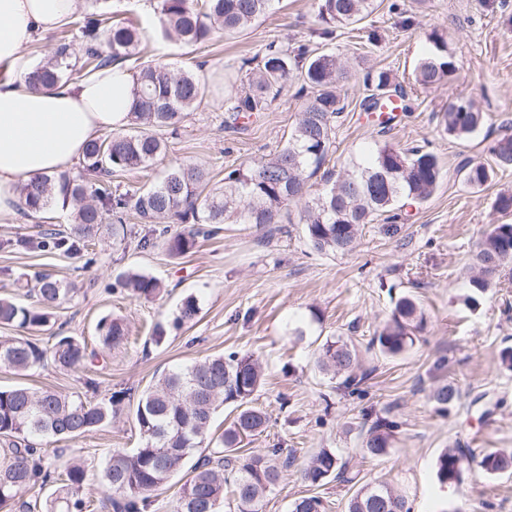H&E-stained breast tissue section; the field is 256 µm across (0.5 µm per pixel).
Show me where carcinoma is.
<instances>
[{
  "instance_id": "1",
  "label": "carcinoma",
  "mask_w": 512,
  "mask_h": 512,
  "mask_svg": "<svg viewBox=\"0 0 512 512\" xmlns=\"http://www.w3.org/2000/svg\"><path fill=\"white\" fill-rule=\"evenodd\" d=\"M110 0H91L92 12L72 23L73 37L83 44V66L95 71L134 55L140 33L132 24L113 19ZM161 34L184 44H200L220 31L244 28L265 15L271 0H155ZM376 8L375 0H317V18L330 35L336 26L357 23ZM42 65L28 72L25 81L34 87L49 86L67 77L73 64L65 61L68 36ZM433 50L416 66V82L427 88L450 79L455 72L453 54L438 36ZM298 73L310 95L296 126L283 146L257 164L234 168L224 176V186L206 191L205 170L195 164L175 162L161 181L134 192L112 189L116 172L146 170L166 153L163 137L150 129H175L185 114L204 98L205 88L191 73H176L161 63L148 64L135 72L128 134L100 136L87 145L80 172L62 175L58 182L33 178L21 189L25 215L46 209L55 194L73 205L70 230L45 228L35 237L16 241L24 249L90 257L91 246L105 221L112 236L128 239L127 219L135 214L152 228L140 237L142 249L162 246L171 256L193 252L201 235L218 229L206 225L277 224L283 207L308 197L302 223L307 241L318 253H346L354 248L360 226L379 217L401 218L407 207L427 202L437 190L443 170L437 156L421 147L400 149L384 142L369 151L368 159L338 176H328L325 187L308 196V180L324 164L331 147L336 119L345 111L337 86L349 73L333 53L318 54L306 45L292 52L273 45L248 74L249 88L224 98V126L269 109L284 82ZM376 92L360 107L371 112H410L412 99L394 83L387 71L374 79ZM448 135L467 138L484 124V114L463 98L448 101L441 113ZM487 146L494 165L470 160L461 170L467 184L482 187L492 180L494 168H512V127L503 125ZM192 218L196 227L171 235L156 224L162 219ZM512 266V223L495 224L479 239L472 257V273L466 282L463 302L477 308L487 291ZM119 285L137 299L152 300L163 292L162 282L149 274L126 271ZM27 288L28 304L0 298V325L46 331L53 327L52 310L69 301L74 289L50 275H38ZM201 313L198 299H183L175 326L194 322ZM426 323L424 311L410 296L400 298L385 325L374 337L379 351L396 357L411 348ZM105 348H115L128 338V328L119 318L103 317L96 326ZM97 356L86 343L55 333L47 347L25 338H0V365L21 375L48 364L63 370L85 369ZM318 366L343 378L347 389L357 390L369 379L359 370L356 353L341 339H328L317 357ZM264 384V373L251 354L210 355L184 367L162 373L139 396L114 394L108 401L94 402L81 393L51 388L32 389L17 385L0 389V509L6 512H89L93 493L103 494L112 512H148L153 492L164 486L211 433L214 413L226 404L236 411L232 422L213 441L214 447L199 453L190 467V477L181 487L176 512H221L224 484H233L235 512H261L265 495L279 483L283 469L291 464L286 448H268L262 454L240 453L241 443L265 432L270 417L254 405V396ZM459 398L457 388L442 382L432 399L445 410ZM133 403L143 445L132 454L112 452L106 459L101 481L93 489L86 483L84 467L76 462L57 471L45 445L55 439L76 440L85 433L112 422L123 401ZM396 421H374L365 433V451L383 457L392 448ZM467 456L457 448L443 451L437 459V477L443 484L461 480ZM479 466L489 474L512 469V454L484 452ZM310 485L321 487L332 480L355 482L346 462L331 448H322L303 471ZM55 488L43 498L25 499L23 493L37 487ZM316 496L295 500L289 512H321ZM348 512H410L405 497L386 484L362 486L349 500Z\"/></svg>"
}]
</instances>
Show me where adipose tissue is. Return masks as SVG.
<instances>
[{
	"label": "adipose tissue",
	"mask_w": 512,
	"mask_h": 512,
	"mask_svg": "<svg viewBox=\"0 0 512 512\" xmlns=\"http://www.w3.org/2000/svg\"><path fill=\"white\" fill-rule=\"evenodd\" d=\"M75 0H0V62L23 64L22 49L66 24ZM135 75L108 65L44 89L0 82V216L13 214L19 183L66 173L102 132L128 123Z\"/></svg>",
	"instance_id": "adipose-tissue-1"
}]
</instances>
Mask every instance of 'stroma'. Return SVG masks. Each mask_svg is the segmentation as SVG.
<instances>
[{
	"instance_id": "35a3bbf8",
	"label": "stroma",
	"mask_w": 512,
	"mask_h": 512,
	"mask_svg": "<svg viewBox=\"0 0 512 512\" xmlns=\"http://www.w3.org/2000/svg\"><path fill=\"white\" fill-rule=\"evenodd\" d=\"M383 0L360 23L325 36L315 0H273L266 15L208 43L187 46L160 34L153 0H114L118 19L139 24L143 34L130 69L162 62L201 81L222 73L243 89L240 67L274 43L291 50L305 44L335 53L350 78L339 91L347 109L336 122L327 168L343 171L368 152L375 140L402 147L422 145L435 153L444 173L425 203L410 207L398 225H365L351 252L321 254L309 246L301 222L303 205L290 203L280 221L265 227L227 224L215 236L199 239L194 251L174 258L159 247H121L110 235L97 239L93 263L17 248L38 226L66 228L69 209L52 201L30 218L14 214L0 220V295L26 302L20 284L41 272L78 285L79 292L55 313L54 329L97 345L96 325L106 315L126 322L129 338L103 350L82 371L47 366L21 377L0 367V387L87 391L102 400L112 393L143 391L161 372L211 354L249 353L265 370L255 403L267 410L269 426L244 440L247 451L281 447L296 461L263 501L262 512H288L303 496L320 497L324 512H347L353 485L332 481L310 486L301 470L322 448L335 450L359 484L385 482L407 498L411 512H512V473H485L465 465L457 485L437 478L438 456L448 448L512 451V369L500 354L512 348V282L502 281L477 309L462 302L476 240L503 223L495 208L500 191L512 190V169L496 172L480 189L464 182L465 161H489L486 136L512 121V0H400L402 12ZM441 37L454 55L456 72L448 83L422 88L413 83L416 61ZM390 72L411 88L413 111L401 114L386 132L374 129L359 107L366 73ZM298 79L288 80L269 110L224 126L220 103L205 97L189 112L178 134L167 136L168 150L147 173L119 172L113 185L145 188L160 179L168 164L202 166L210 187L243 164L275 152L297 123L306 100ZM464 96L486 115L482 131L466 140L448 136L440 124L450 98ZM140 271L161 279L166 290L146 301L131 297L116 278ZM198 298L196 322L177 327L180 301ZM403 296L417 300L426 315L424 330L404 355H382L376 331ZM167 335L161 345L148 337L153 324ZM343 338L354 348L368 381L359 392L320 370L318 350L326 339ZM94 379L95 390L85 388ZM455 382L460 398L449 410L431 399L436 380ZM379 416L397 421L393 447L381 458L366 453L363 434ZM142 438L131 408L112 424L78 441H58L60 462L80 458L89 484H99L111 450L133 452Z\"/></svg>"
}]
</instances>
